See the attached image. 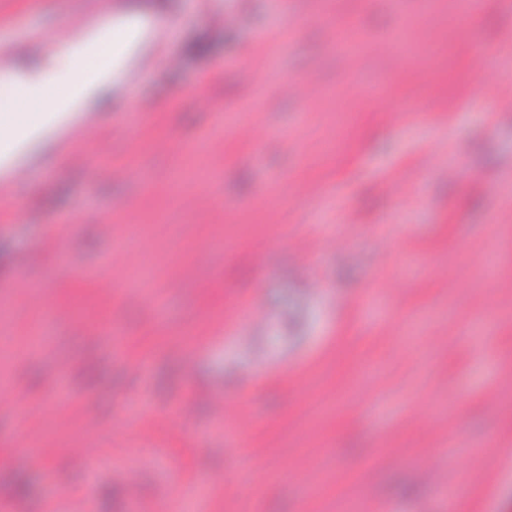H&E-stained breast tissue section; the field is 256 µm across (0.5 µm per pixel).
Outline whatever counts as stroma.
Segmentation results:
<instances>
[{"label":"stroma","mask_w":512,"mask_h":512,"mask_svg":"<svg viewBox=\"0 0 512 512\" xmlns=\"http://www.w3.org/2000/svg\"><path fill=\"white\" fill-rule=\"evenodd\" d=\"M166 3L95 132L0 176V504L512 512V6ZM98 17L0 0V50Z\"/></svg>","instance_id":"obj_1"}]
</instances>
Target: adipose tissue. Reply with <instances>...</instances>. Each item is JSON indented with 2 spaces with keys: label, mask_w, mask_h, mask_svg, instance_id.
I'll return each mask as SVG.
<instances>
[{
  "label": "adipose tissue",
  "mask_w": 512,
  "mask_h": 512,
  "mask_svg": "<svg viewBox=\"0 0 512 512\" xmlns=\"http://www.w3.org/2000/svg\"><path fill=\"white\" fill-rule=\"evenodd\" d=\"M126 31L103 24L96 44L77 37L63 44L49 61L20 67L0 76V157L17 147L37 144L69 106L102 91L106 75L95 82L85 76L93 60L121 51Z\"/></svg>",
  "instance_id": "obj_1"
}]
</instances>
